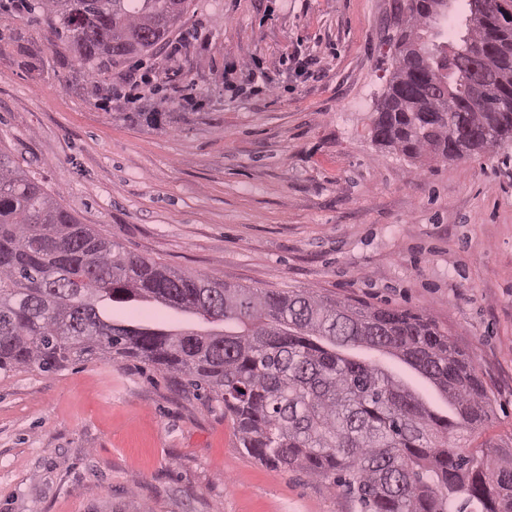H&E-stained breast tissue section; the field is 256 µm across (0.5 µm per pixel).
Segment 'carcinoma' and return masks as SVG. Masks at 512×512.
<instances>
[{
    "instance_id": "carcinoma-1",
    "label": "carcinoma",
    "mask_w": 512,
    "mask_h": 512,
    "mask_svg": "<svg viewBox=\"0 0 512 512\" xmlns=\"http://www.w3.org/2000/svg\"><path fill=\"white\" fill-rule=\"evenodd\" d=\"M76 60L142 57L182 26L191 0H41ZM398 0L387 93L373 140L412 160L481 156L512 140V0ZM490 64L473 96L474 52ZM156 303L222 322V332L115 323L105 302ZM365 348L409 365L448 400L437 416ZM132 356L209 389L240 447L330 481L355 512H512V448L457 445L490 417L473 361L421 315L244 288L128 252L46 195L0 153V371L53 373L84 358Z\"/></svg>"
}]
</instances>
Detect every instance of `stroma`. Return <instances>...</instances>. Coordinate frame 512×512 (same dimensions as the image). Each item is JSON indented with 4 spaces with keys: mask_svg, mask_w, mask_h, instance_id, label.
<instances>
[{
    "mask_svg": "<svg viewBox=\"0 0 512 512\" xmlns=\"http://www.w3.org/2000/svg\"><path fill=\"white\" fill-rule=\"evenodd\" d=\"M0 16V152L127 250L225 283L424 315L490 397L479 439L512 448V142L414 162L371 137L392 0H193L183 58L142 113L102 110L128 61L81 64L41 0ZM313 57L312 71L295 57ZM259 64L269 91H235ZM113 321L223 331L151 306ZM436 413L407 366L364 348ZM0 512H353L329 481L240 448L222 402L135 358L0 374Z\"/></svg>",
    "mask_w": 512,
    "mask_h": 512,
    "instance_id": "35a3bbf8",
    "label": "stroma"
}]
</instances>
